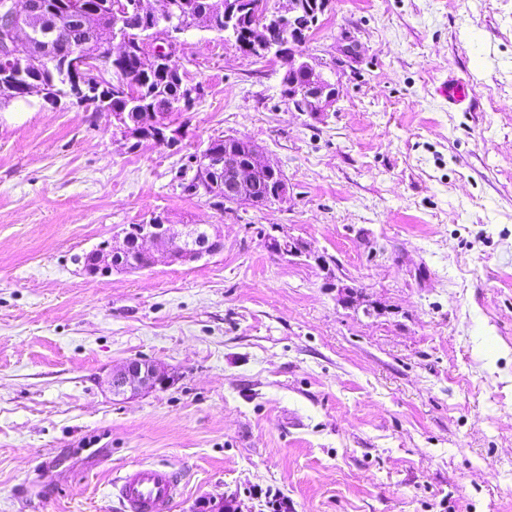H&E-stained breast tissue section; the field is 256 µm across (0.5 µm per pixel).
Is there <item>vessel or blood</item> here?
<instances>
[{
	"label": "vessel or blood",
	"mask_w": 512,
	"mask_h": 512,
	"mask_svg": "<svg viewBox=\"0 0 512 512\" xmlns=\"http://www.w3.org/2000/svg\"><path fill=\"white\" fill-rule=\"evenodd\" d=\"M438 93L455 107L471 102L469 86L455 79L443 81ZM115 487L123 512H172L179 492L177 473L167 464L140 466L122 476Z\"/></svg>",
	"instance_id": "vessel-or-blood-1"
}]
</instances>
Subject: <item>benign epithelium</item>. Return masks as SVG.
Returning a JSON list of instances; mask_svg holds the SVG:
<instances>
[{
    "label": "benign epithelium",
    "instance_id": "1",
    "mask_svg": "<svg viewBox=\"0 0 512 512\" xmlns=\"http://www.w3.org/2000/svg\"><path fill=\"white\" fill-rule=\"evenodd\" d=\"M284 9L270 10L269 0H254L256 21L253 23L252 44L254 53L262 58L272 57L282 63L288 78L282 80L288 103L298 112H322L336 102L340 83L332 82L323 72L316 70L304 60L296 49L301 37L300 17L310 18L308 24L317 21L314 13L324 9L327 0H287ZM133 0H106L104 6L112 15V36L107 41L97 42L83 37L69 46L65 59L72 76L73 89L65 99L86 106L85 88L112 85V58L130 52L145 38L161 50L165 63L174 67L181 63L186 40L180 37L181 26L155 24L148 34L139 36L127 26L129 5ZM38 14L34 0H9L7 13L0 19L3 33L0 34V84L8 88L17 85V79L34 65L46 69L57 63L58 55L52 51L37 57L27 55L22 45L32 30L34 17ZM99 111L112 117V125L127 139L152 140L156 144L172 142L168 131L172 127L170 112H137L131 119L124 113L114 112L107 106ZM229 145L242 144L248 155V163L241 166L234 162L233 149H228L224 162L218 163L227 169L225 181H214L212 187L224 192V203L255 205L263 197L260 183L256 180L261 172L277 179L272 190L274 199L286 198L287 185L273 165L261 160L258 146L244 138L228 135ZM224 251V237L219 231L209 233L199 228L178 232L175 225L167 224L160 216L145 224H138L134 233H123L112 241L101 244L83 255V270L90 277L108 276L114 271H130L153 267L159 263L187 265ZM171 381L169 369L154 361L134 359L123 367L112 371L108 385L112 394L120 396L131 393L135 396L145 392L165 389Z\"/></svg>",
    "mask_w": 512,
    "mask_h": 512
}]
</instances>
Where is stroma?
I'll return each instance as SVG.
<instances>
[{
    "instance_id": "1",
    "label": "stroma",
    "mask_w": 512,
    "mask_h": 512,
    "mask_svg": "<svg viewBox=\"0 0 512 512\" xmlns=\"http://www.w3.org/2000/svg\"><path fill=\"white\" fill-rule=\"evenodd\" d=\"M351 42L336 104L297 112L279 62L192 31L203 94L173 147L69 105L0 109V512H121L114 482L150 463L180 474L173 512H512V0H329L312 64ZM218 135L259 146L286 199L184 192ZM156 215L218 225L223 252L82 271ZM137 358L171 385L113 397ZM440 96L455 107L471 106L470 88L467 84L456 79H446L437 89Z\"/></svg>"
}]
</instances>
